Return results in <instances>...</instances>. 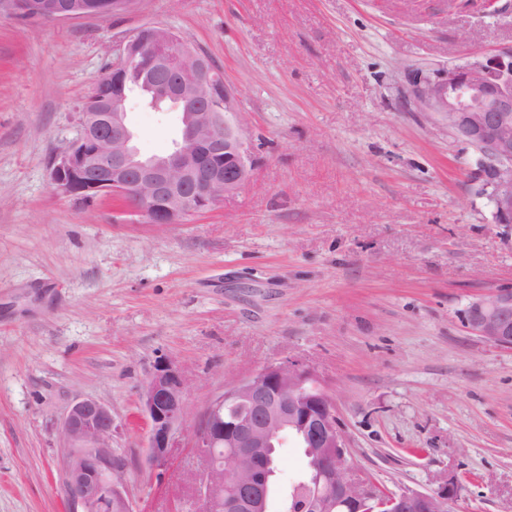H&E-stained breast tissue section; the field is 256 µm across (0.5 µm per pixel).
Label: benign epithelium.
Here are the masks:
<instances>
[{
    "instance_id": "obj_1",
    "label": "benign epithelium",
    "mask_w": 512,
    "mask_h": 512,
    "mask_svg": "<svg viewBox=\"0 0 512 512\" xmlns=\"http://www.w3.org/2000/svg\"><path fill=\"white\" fill-rule=\"evenodd\" d=\"M135 0H0V15L31 20L106 18ZM149 72L148 98L180 115L182 139L171 154L142 157L125 123L127 86L136 65ZM411 98L420 112L447 121L471 147L476 193L487 197L495 224H512V51L482 55L431 79L417 75ZM79 136L55 158L51 179L81 199H117L133 221L154 227L213 211L250 181L256 158L245 134L236 88L211 61L160 25L137 29L119 59L83 102ZM466 326L484 341L512 348V287L474 296ZM148 461L168 468L187 415L179 369L158 363L144 384ZM111 410L94 398L75 401L59 425L61 466L70 512H135L125 490V464L113 440ZM306 449L311 490L307 512H447L459 494L454 478L438 489L385 492L354 478L334 404L313 373L296 362L271 364L225 386L202 416L194 440L201 469L184 474L197 512H268L274 449L284 439ZM224 448V462L214 449Z\"/></svg>"
}]
</instances>
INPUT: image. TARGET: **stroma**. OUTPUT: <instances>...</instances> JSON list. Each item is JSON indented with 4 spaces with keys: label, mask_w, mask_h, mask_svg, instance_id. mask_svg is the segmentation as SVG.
<instances>
[{
    "label": "stroma",
    "mask_w": 512,
    "mask_h": 512,
    "mask_svg": "<svg viewBox=\"0 0 512 512\" xmlns=\"http://www.w3.org/2000/svg\"><path fill=\"white\" fill-rule=\"evenodd\" d=\"M136 0L108 18L0 16V512H69L58 427L107 406L138 512H176L198 420L230 381L293 361L332 398L353 476L389 492L460 480L452 512H512V349L462 312L512 286L473 152L417 111L433 77L512 50V0ZM146 24L235 86L257 165L221 208L165 228L64 194L50 162ZM146 156L175 127L131 98ZM178 366L188 415L147 462L140 394Z\"/></svg>",
    "instance_id": "35a3bbf8"
}]
</instances>
